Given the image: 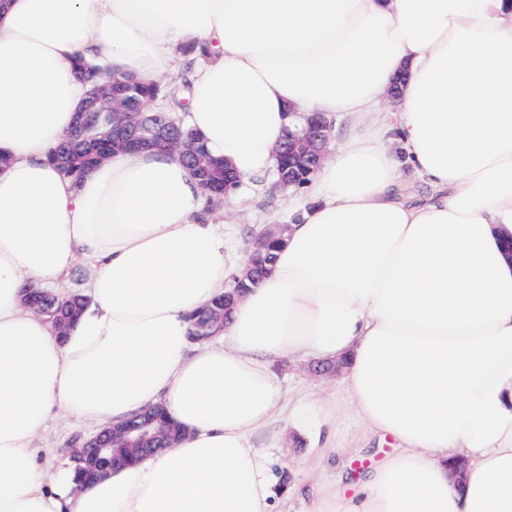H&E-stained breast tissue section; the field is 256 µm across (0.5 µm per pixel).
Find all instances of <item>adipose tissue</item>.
<instances>
[{
	"label": "adipose tissue",
	"mask_w": 512,
	"mask_h": 512,
	"mask_svg": "<svg viewBox=\"0 0 512 512\" xmlns=\"http://www.w3.org/2000/svg\"><path fill=\"white\" fill-rule=\"evenodd\" d=\"M187 41L211 51L189 124L240 181L275 167L290 113L353 128L221 345L191 341L230 270L179 156L122 151L77 184L50 159L77 59L155 82ZM0 152V512H272L250 438L282 412L310 428L269 366L297 354L346 359L355 412L401 448L309 512H512V0H0ZM81 261L91 302L61 340L24 291ZM155 405L177 447L86 483L37 460L59 416Z\"/></svg>",
	"instance_id": "adipose-tissue-1"
}]
</instances>
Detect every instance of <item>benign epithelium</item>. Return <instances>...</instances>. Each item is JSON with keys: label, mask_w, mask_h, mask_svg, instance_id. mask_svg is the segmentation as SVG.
<instances>
[{"label": "benign epithelium", "mask_w": 512, "mask_h": 512, "mask_svg": "<svg viewBox=\"0 0 512 512\" xmlns=\"http://www.w3.org/2000/svg\"><path fill=\"white\" fill-rule=\"evenodd\" d=\"M152 111L149 104L132 105L130 90L108 76H100L91 82L81 113L109 117L112 131L110 147L115 151L133 148L161 146L176 151L184 159L196 157V142L169 136L167 126L150 121V132L144 133L141 126L145 113ZM330 124L314 115L300 124L288 128V135L275 146V155L280 161L276 169L277 184L287 189L301 185L305 175L312 174L324 161L330 144ZM236 177L230 169H224V188L209 189L208 200L217 205L224 201ZM287 224H273L262 231L248 250L243 269L231 277L232 287L224 293V314L242 300L256 285L258 276L269 271V245L284 237ZM179 443L174 434L163 425L162 415L157 412L143 413L96 436L73 444L72 461L75 468L91 475L104 474L112 469V449L149 454L160 449L172 448Z\"/></svg>", "instance_id": "benign-epithelium-1"}]
</instances>
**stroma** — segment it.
<instances>
[{
  "mask_svg": "<svg viewBox=\"0 0 512 512\" xmlns=\"http://www.w3.org/2000/svg\"><path fill=\"white\" fill-rule=\"evenodd\" d=\"M302 207L289 203L288 194L276 186L274 171L240 185L237 198L212 207L209 215L223 225L224 238L231 246L226 260L231 266L243 263L258 233L270 224H293L301 220ZM271 370L286 400L309 396L314 403L335 402L336 437L350 444L349 453L331 459L323 469L311 466L314 457V435L276 417L268 428L252 438L253 447L268 458L273 475V512H307L311 490L319 484L354 488L357 472H368L395 456L398 448L392 438L365 435L363 422L351 409L342 389L343 373L318 375L312 362L297 355L287 360L276 359ZM94 425L67 417L51 422L35 440L40 462L57 468L69 461L73 440L95 433Z\"/></svg>",
  "mask_w": 512,
  "mask_h": 512,
  "instance_id": "stroma-1",
  "label": "stroma"
}]
</instances>
